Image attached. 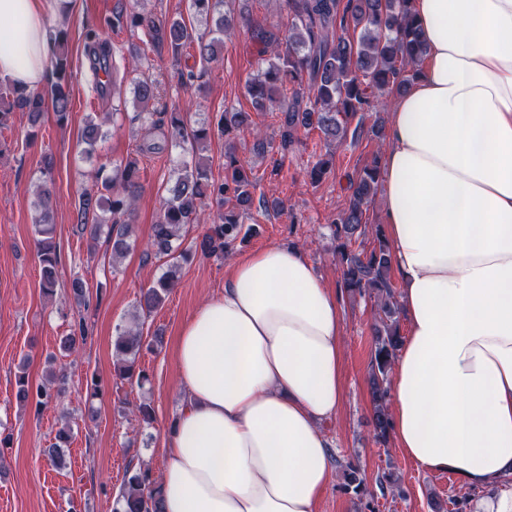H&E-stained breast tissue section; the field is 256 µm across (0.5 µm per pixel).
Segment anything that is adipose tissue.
<instances>
[{"label":"adipose tissue","instance_id":"adipose-tissue-1","mask_svg":"<svg viewBox=\"0 0 512 512\" xmlns=\"http://www.w3.org/2000/svg\"><path fill=\"white\" fill-rule=\"evenodd\" d=\"M48 0H0V79L51 68ZM420 80L392 104L384 229L406 330L392 367L402 453L512 512V0H414ZM336 293L303 251L232 260L181 326V404L162 512H315L333 478L321 427L343 397Z\"/></svg>","mask_w":512,"mask_h":512}]
</instances>
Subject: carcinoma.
I'll return each instance as SVG.
<instances>
[{"label": "carcinoma", "instance_id": "obj_1", "mask_svg": "<svg viewBox=\"0 0 512 512\" xmlns=\"http://www.w3.org/2000/svg\"><path fill=\"white\" fill-rule=\"evenodd\" d=\"M411 0H282L287 10L288 25L284 35L285 48L273 50L267 66L250 80L246 92L255 106H264L265 99L293 86L288 107L282 111L278 151L288 153L300 128L317 127L325 136L343 140L348 131V120L370 105L377 92L396 88L405 91L420 75L417 67L423 61L425 49L420 30L410 7ZM224 0H191L195 13L215 17L211 41L194 37L185 23L175 20L168 35L175 62L180 53L197 43L200 57L215 59V46L221 44L231 27V19L224 15ZM144 23L138 13L117 15L112 28L135 29ZM361 29L356 40L344 36L349 26ZM68 33L58 32L55 42V81L50 95L38 90L7 86L0 90V129L9 125L16 108L27 109L31 126L36 123L46 105H51L57 121L63 123L69 113L68 55L63 51ZM136 101L142 104L139 116L152 127L166 126L175 136L185 137L184 117L179 112H150L149 103L155 97V86L148 81L133 85ZM251 125L247 112L224 110L216 125L203 124L190 132L193 150L204 147L213 131L224 137L238 136ZM357 138L362 129L351 131ZM381 177L378 161L365 167L356 179L350 180L349 204L333 222V238L337 241L336 257L341 267L338 288L351 295L376 299L378 327L375 331L369 380L373 400V439L387 441L391 433L387 406L386 384L392 364L399 350L401 335L397 320L398 302L391 282V254L389 242L380 224L367 225L365 208L375 195ZM96 191L81 198L78 211L80 226H92L99 232L108 226L104 240L112 255H121L129 247L130 224L121 217L130 214V208L140 186V166L136 157H129L111 174L99 168L95 174ZM257 178L253 169L238 159L233 148L224 153V180L211 178L208 164L198 157L192 164H184L175 183L169 188V197L163 202L156 224L146 244V258L163 260L167 270L148 288L142 290L139 307L147 313L159 308L174 286L172 268L187 261L192 250L181 248L183 228L194 223L201 212L215 209L213 222L196 246L207 257H220L241 236L244 215L254 204ZM52 206L50 191L44 189L38 204L34 230L37 255L42 271V288L47 294L54 291L59 255L51 236ZM371 236L372 248L352 247L356 238ZM88 329L84 322L74 324L61 341V349L71 353L86 343ZM115 369L123 379H137L139 384L149 381L137 364L142 350L139 334L131 330L117 333L113 340ZM17 398L22 403L36 399L37 406H45L53 399L51 381L33 384L28 376L17 379ZM71 426L64 423L56 440L48 450L55 465L62 463L60 448L69 442ZM155 479L147 469L127 472L115 512H161L155 492Z\"/></svg>", "mask_w": 512, "mask_h": 512}]
</instances>
